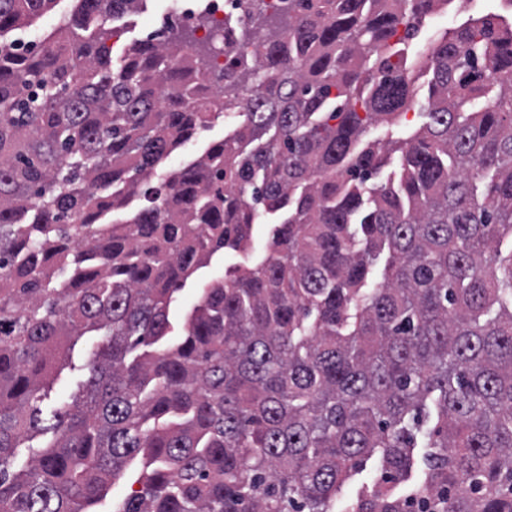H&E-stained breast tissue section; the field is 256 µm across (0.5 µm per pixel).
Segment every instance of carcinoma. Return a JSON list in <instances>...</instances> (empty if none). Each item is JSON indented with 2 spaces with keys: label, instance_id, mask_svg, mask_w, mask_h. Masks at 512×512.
<instances>
[{
  "label": "carcinoma",
  "instance_id": "carcinoma-1",
  "mask_svg": "<svg viewBox=\"0 0 512 512\" xmlns=\"http://www.w3.org/2000/svg\"><path fill=\"white\" fill-rule=\"evenodd\" d=\"M58 2L0 0V512H86L121 479L112 512H330L369 459L353 512H512V21L411 55L448 0H237L216 71L204 11L112 58L146 0H77L19 50ZM426 72L427 121L363 141ZM87 332L85 391L48 415ZM224 138V119L220 118L209 130L201 132L196 139L181 146L166 160L165 164L170 168L180 167L187 163L202 147L212 141ZM242 257L235 253H224L216 255L210 266L201 268L197 271L195 278L187 282L183 290L177 293L175 300L170 306V318L174 324H179L187 308L192 306L196 299L197 281L206 280L215 271V269H224L230 265L242 262Z\"/></svg>",
  "mask_w": 512,
  "mask_h": 512
}]
</instances>
